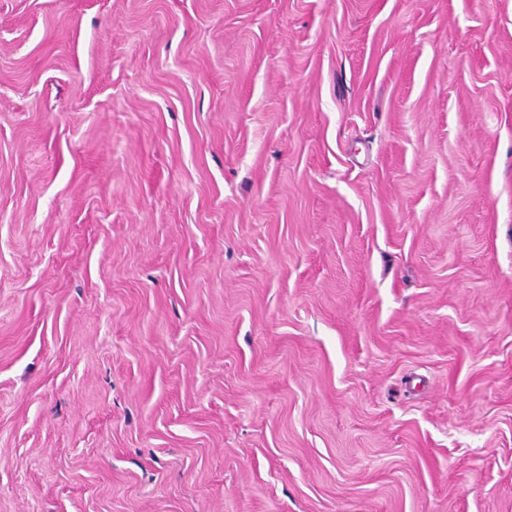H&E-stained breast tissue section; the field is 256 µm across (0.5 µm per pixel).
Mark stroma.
I'll return each instance as SVG.
<instances>
[{
  "instance_id": "stroma-1",
  "label": "stroma",
  "mask_w": 512,
  "mask_h": 512,
  "mask_svg": "<svg viewBox=\"0 0 512 512\" xmlns=\"http://www.w3.org/2000/svg\"><path fill=\"white\" fill-rule=\"evenodd\" d=\"M0 512H512V0H0Z\"/></svg>"
}]
</instances>
